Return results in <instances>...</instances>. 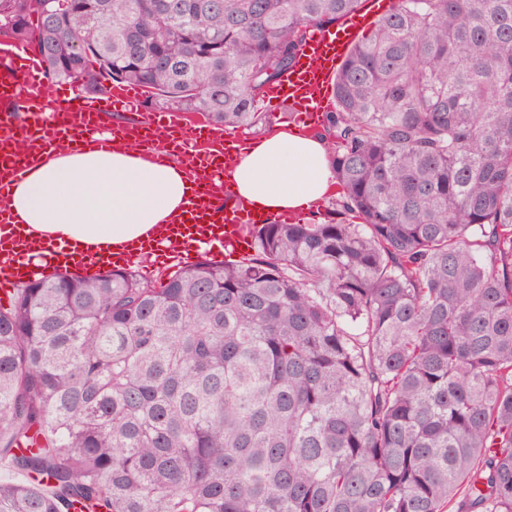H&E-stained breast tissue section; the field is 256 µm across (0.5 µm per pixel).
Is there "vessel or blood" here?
<instances>
[{
    "label": "vessel or blood",
    "instance_id": "1",
    "mask_svg": "<svg viewBox=\"0 0 512 512\" xmlns=\"http://www.w3.org/2000/svg\"><path fill=\"white\" fill-rule=\"evenodd\" d=\"M369 16L359 13L334 28L314 30L293 65L269 89L268 99L303 106L309 120L318 122L333 76L370 26ZM140 99L138 89L131 86L120 87L104 99L74 91L52 111L42 92L38 63L20 51L0 53V300L18 284L52 267L44 243L15 223L8 197L12 183L57 143L80 150L131 142L144 146L157 162L176 157L184 166L191 190L185 208L146 242L115 253L108 262L112 267L158 252L188 263L215 245L235 246L243 225L272 222V214L256 211L232 191L230 176L238 155L226 144L222 129L192 126L175 115L156 112L146 120L101 133L105 113L137 110Z\"/></svg>",
    "mask_w": 512,
    "mask_h": 512
}]
</instances>
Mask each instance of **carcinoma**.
Masks as SVG:
<instances>
[{"label": "carcinoma", "mask_w": 512, "mask_h": 512, "mask_svg": "<svg viewBox=\"0 0 512 512\" xmlns=\"http://www.w3.org/2000/svg\"><path fill=\"white\" fill-rule=\"evenodd\" d=\"M0 0L49 82L266 127L363 0ZM325 221L0 303V512H512V0H396L339 67Z\"/></svg>", "instance_id": "1"}]
</instances>
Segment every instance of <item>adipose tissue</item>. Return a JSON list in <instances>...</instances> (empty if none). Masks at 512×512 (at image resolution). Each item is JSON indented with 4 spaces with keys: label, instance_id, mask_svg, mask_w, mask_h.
I'll use <instances>...</instances> for the list:
<instances>
[{
    "label": "adipose tissue",
    "instance_id": "ef3b65f1",
    "mask_svg": "<svg viewBox=\"0 0 512 512\" xmlns=\"http://www.w3.org/2000/svg\"><path fill=\"white\" fill-rule=\"evenodd\" d=\"M333 178L323 141L281 131L244 148L236 195L277 214L322 199ZM190 195L181 163L142 148L47 150L10 188L9 205L31 236L104 252L146 238Z\"/></svg>",
    "mask_w": 512,
    "mask_h": 512
}]
</instances>
